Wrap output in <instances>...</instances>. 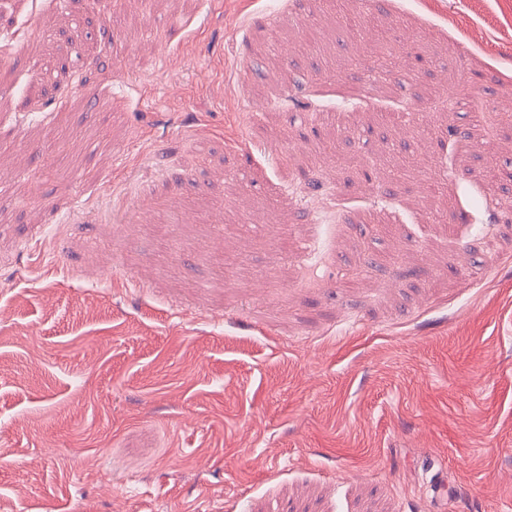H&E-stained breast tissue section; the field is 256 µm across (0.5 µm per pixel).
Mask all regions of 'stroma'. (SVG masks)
I'll list each match as a JSON object with an SVG mask.
<instances>
[{
  "label": "stroma",
  "instance_id": "35a3bbf8",
  "mask_svg": "<svg viewBox=\"0 0 512 512\" xmlns=\"http://www.w3.org/2000/svg\"><path fill=\"white\" fill-rule=\"evenodd\" d=\"M0 503L512 512V0L0 7Z\"/></svg>",
  "mask_w": 512,
  "mask_h": 512
}]
</instances>
